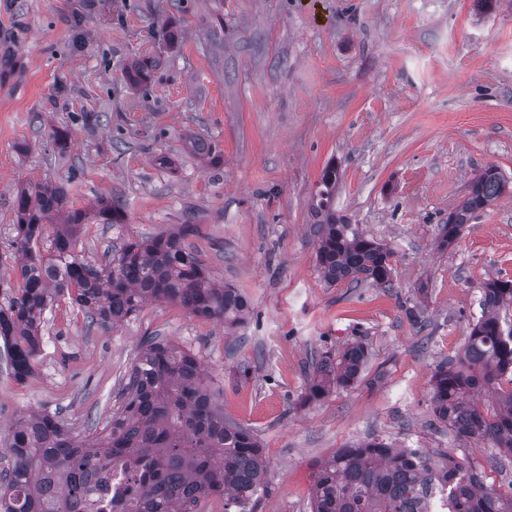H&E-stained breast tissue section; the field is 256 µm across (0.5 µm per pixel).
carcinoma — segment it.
Segmentation results:
<instances>
[{
    "mask_svg": "<svg viewBox=\"0 0 512 512\" xmlns=\"http://www.w3.org/2000/svg\"><path fill=\"white\" fill-rule=\"evenodd\" d=\"M156 62H133L127 78L142 87ZM339 172L327 165L312 197L316 266L333 286L348 281L392 287V252L336 213ZM507 181L488 167L471 182L463 202L440 228L448 247L463 226L506 191ZM64 187L48 182L24 185L16 194L13 243L21 255V288L0 304V338L13 376L33 372L43 313L52 297L74 291L72 300L90 323L114 327L148 301L181 305L193 317L242 325L252 311L247 295L211 282L185 239L199 225L128 239L106 264L74 254L84 224H124L125 213L102 198L90 211L66 208ZM53 224L47 254L38 248L45 224ZM512 280L485 283L482 313L462 351L441 360L432 377L436 419L454 439L495 449L491 463L512 461ZM369 350L361 342L333 355H319L306 400L325 399L338 385L361 377ZM482 392L498 395L490 414L476 401ZM216 386L192 352L149 336L125 375L109 421L95 435L71 433L58 410H44L12 426L3 447L9 458L0 468V512H103L92 495L123 467L128 499L110 512H200L211 497L224 512H254L268 488V463L253 430L224 417ZM448 487V512H512V493L480 482L478 474L440 448L409 452L377 437L353 442L313 465L310 512H416L431 484Z\"/></svg>",
    "mask_w": 512,
    "mask_h": 512,
    "instance_id": "carcinoma-1",
    "label": "carcinoma"
}]
</instances>
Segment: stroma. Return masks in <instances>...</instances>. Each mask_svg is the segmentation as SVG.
Returning <instances> with one entry per match:
<instances>
[{
  "mask_svg": "<svg viewBox=\"0 0 512 512\" xmlns=\"http://www.w3.org/2000/svg\"><path fill=\"white\" fill-rule=\"evenodd\" d=\"M142 57L157 62L145 88L126 78ZM331 162L336 210L391 249L392 287L330 286L316 268L309 205ZM488 165L512 181V0H0V282L21 285L16 192L46 180L69 209L125 210L121 226H82L80 257L189 219L210 278L253 305L235 328L168 302L101 328L56 299L33 372L15 379L0 356V437L45 407L83 436L104 426L142 340L160 336L197 355L225 417L260 440L270 492L256 512H310L312 463L373 435L448 449L512 488V467L454 441L431 406L484 284L512 279V189L437 245ZM358 339L371 354L358 382L303 403L313 359Z\"/></svg>",
  "mask_w": 512,
  "mask_h": 512,
  "instance_id": "stroma-1",
  "label": "stroma"
}]
</instances>
